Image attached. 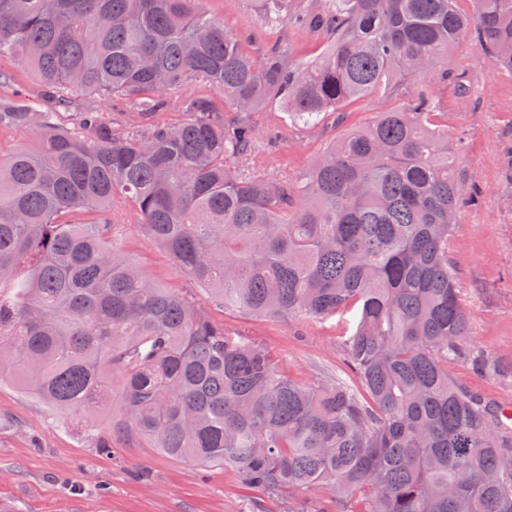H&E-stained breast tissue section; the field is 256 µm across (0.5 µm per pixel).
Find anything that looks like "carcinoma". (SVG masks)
<instances>
[{"label":"carcinoma","instance_id":"carcinoma-1","mask_svg":"<svg viewBox=\"0 0 512 512\" xmlns=\"http://www.w3.org/2000/svg\"><path fill=\"white\" fill-rule=\"evenodd\" d=\"M260 0L261 22L324 40L300 63L288 43L256 55L202 0H0V55L23 59L57 103L80 92L133 102L136 125L101 112L71 125L56 108L0 102V127L37 146L0 157V376L108 434L201 467L234 469L307 512H512V424L456 383L471 316L448 255L467 188L431 88L469 36L512 72V0ZM206 82L242 116L172 95ZM422 86L402 108L328 147L306 183L238 166L245 117L270 99L310 122L376 88ZM213 301L252 316L328 318L359 310L342 382L292 380L257 340L230 335L194 298L146 276L116 246L112 201ZM84 211L90 219L73 223Z\"/></svg>","mask_w":512,"mask_h":512}]
</instances>
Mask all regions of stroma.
I'll return each instance as SVG.
<instances>
[{
    "label": "stroma",
    "mask_w": 512,
    "mask_h": 512,
    "mask_svg": "<svg viewBox=\"0 0 512 512\" xmlns=\"http://www.w3.org/2000/svg\"><path fill=\"white\" fill-rule=\"evenodd\" d=\"M203 6L229 31L253 34L251 49L257 54L285 39L297 60L306 62L321 45L320 38L287 24L261 25L258 0H204ZM448 66L465 75L469 90L436 86L435 120L447 129L467 184L479 190L476 202L457 215L448 255L472 316V349L498 367L496 373L481 374L459 359L449 362L448 371L463 386L512 407V73L471 38L451 53ZM18 94L35 105L45 100L43 86L27 65L2 56L0 99ZM405 101V96L376 90L310 123L291 120L280 103L271 102L252 115L255 144L242 166L255 175L302 184L330 145ZM88 108L107 113L118 129L134 123L130 103L79 93L71 95L63 115ZM111 218L120 226L117 246L151 279L196 298L225 332L263 343L275 353L282 374L359 387L342 345L357 312L283 320L224 309L157 247L129 203L116 200ZM112 446L108 454L99 449L82 414L54 410L12 378L0 379V504L7 512H287V499H270L243 487L232 470L202 469L142 440H116Z\"/></svg>",
    "instance_id": "1"
}]
</instances>
